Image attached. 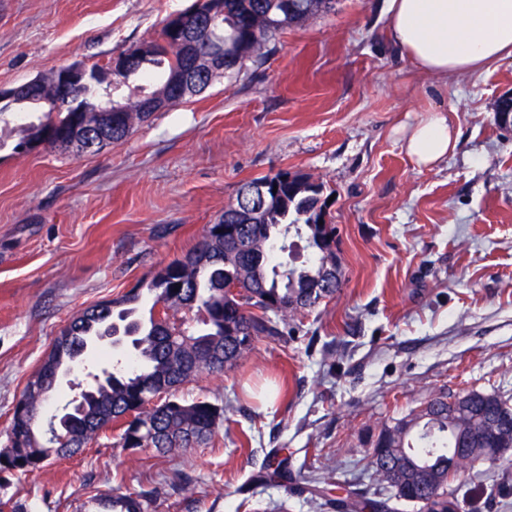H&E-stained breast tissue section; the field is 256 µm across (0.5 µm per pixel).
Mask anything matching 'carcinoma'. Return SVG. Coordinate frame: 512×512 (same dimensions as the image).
<instances>
[{"label":"carcinoma","mask_w":512,"mask_h":512,"mask_svg":"<svg viewBox=\"0 0 512 512\" xmlns=\"http://www.w3.org/2000/svg\"><path fill=\"white\" fill-rule=\"evenodd\" d=\"M331 0H224V37L228 64L241 69L249 58L261 57L272 37L289 28L301 26L329 9ZM161 36L168 39L164 52L135 64L140 71L145 63L160 69L149 76L155 90L167 85L171 74L183 63L174 46L175 35L165 27ZM59 118L30 130L31 138L64 136L73 128L95 130L99 115L95 112L58 111ZM149 113L140 112L137 102L128 111L107 114L115 124L112 139L123 142ZM324 184L302 175L293 185L283 186L280 199L254 216L253 224H238L232 208L224 216L232 228L246 237L250 247L242 250L235 241L224 238L206 226L198 243L182 258L168 263L147 283L154 303L165 306V317L152 319L144 327L133 317L134 304L141 296L133 291L119 301L99 304L73 317L56 338L37 375L49 366L70 358L77 337L101 336L112 332L130 341L135 364L112 369V378L85 389L81 413L71 426L72 448H32L18 471L38 468L49 453L69 458L78 446L92 440L103 426L133 411L148 418L152 434L145 446L166 454L208 441L224 419V409L206 400L182 402L177 389L203 372H230L253 350L256 339L278 337L288 332V324L304 310L318 306L340 288L342 273L334 248L319 252L320 239L334 242V228L317 223L316 204L323 197ZM307 232V246L319 253L311 263L288 267L275 261L277 252L288 248V236ZM239 285L234 295L222 292L224 283ZM194 306L208 315V328L188 334L170 323V315ZM165 390V398L150 403L151 391ZM184 406H179V403ZM508 400L496 393L467 390L450 399L434 395L419 409L381 426L370 440V454L376 481L384 485L388 497L356 498L351 494L336 499L342 512H394L400 502L414 503L424 512H461L457 497L448 486L461 472L472 468L478 455L497 458L496 449H512V429L495 425L494 414ZM145 512L144 496L125 494L101 500L105 512Z\"/></svg>","instance_id":"carcinoma-1"}]
</instances>
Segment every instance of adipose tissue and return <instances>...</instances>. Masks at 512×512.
I'll list each match as a JSON object with an SVG mask.
<instances>
[{"mask_svg":"<svg viewBox=\"0 0 512 512\" xmlns=\"http://www.w3.org/2000/svg\"><path fill=\"white\" fill-rule=\"evenodd\" d=\"M388 37L423 72L445 79L512 58V0H386ZM417 166L447 157L456 138L441 111L402 132Z\"/></svg>","mask_w":512,"mask_h":512,"instance_id":"obj_1","label":"adipose tissue"}]
</instances>
